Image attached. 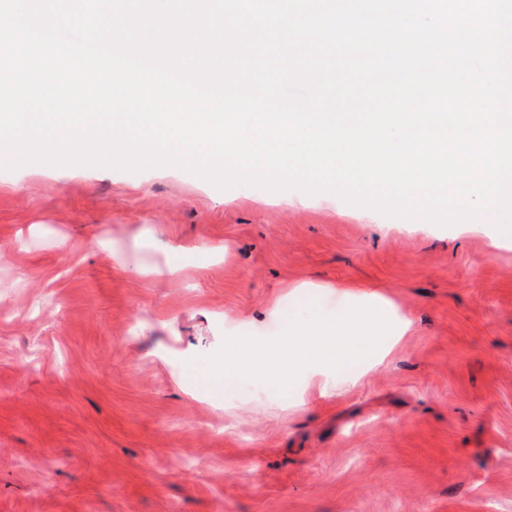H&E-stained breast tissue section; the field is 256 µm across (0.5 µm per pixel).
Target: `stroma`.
Returning <instances> with one entry per match:
<instances>
[{
  "label": "stroma",
  "instance_id": "stroma-1",
  "mask_svg": "<svg viewBox=\"0 0 512 512\" xmlns=\"http://www.w3.org/2000/svg\"><path fill=\"white\" fill-rule=\"evenodd\" d=\"M304 280L413 329L335 382L202 380L332 316ZM0 512H512V245L175 166L0 170Z\"/></svg>",
  "mask_w": 512,
  "mask_h": 512
}]
</instances>
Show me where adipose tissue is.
<instances>
[{"label": "adipose tissue", "mask_w": 512, "mask_h": 512, "mask_svg": "<svg viewBox=\"0 0 512 512\" xmlns=\"http://www.w3.org/2000/svg\"><path fill=\"white\" fill-rule=\"evenodd\" d=\"M317 290L319 298L335 308L333 321L313 315L295 319L288 325L285 341L259 351L240 344L234 356L211 359L205 375L220 382L269 369L287 387L299 371L317 373L357 366L388 337L405 335L411 327L410 319L381 296L328 284L318 285Z\"/></svg>", "instance_id": "ef3b65f1"}]
</instances>
